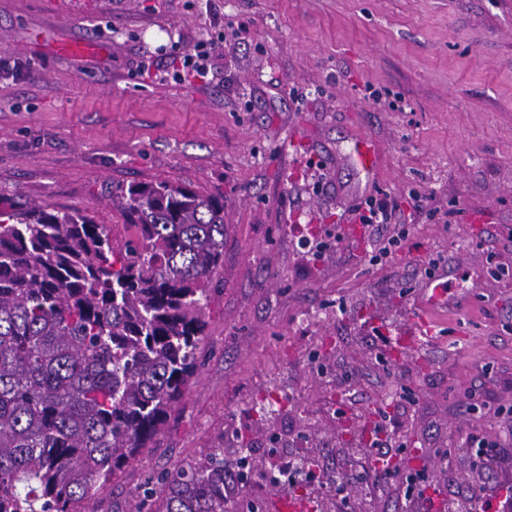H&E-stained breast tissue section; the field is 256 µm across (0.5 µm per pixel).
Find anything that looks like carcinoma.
I'll return each instance as SVG.
<instances>
[{"label": "carcinoma", "instance_id": "carcinoma-1", "mask_svg": "<svg viewBox=\"0 0 512 512\" xmlns=\"http://www.w3.org/2000/svg\"><path fill=\"white\" fill-rule=\"evenodd\" d=\"M120 247L78 209L0 194V512H84L161 434L198 371L224 203L177 183L119 186ZM224 446L138 493L130 512H229Z\"/></svg>", "mask_w": 512, "mask_h": 512}]
</instances>
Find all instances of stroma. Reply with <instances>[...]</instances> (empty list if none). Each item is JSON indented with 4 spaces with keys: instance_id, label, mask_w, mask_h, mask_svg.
Wrapping results in <instances>:
<instances>
[{
    "instance_id": "obj_1",
    "label": "stroma",
    "mask_w": 512,
    "mask_h": 512,
    "mask_svg": "<svg viewBox=\"0 0 512 512\" xmlns=\"http://www.w3.org/2000/svg\"><path fill=\"white\" fill-rule=\"evenodd\" d=\"M242 26L208 78L173 79V56ZM1 52L22 68L0 75V193L81 210L118 246L114 186L224 203L197 376L86 512H128L148 476L240 429L255 470L313 454L323 480L254 483L232 512L295 495L337 512L342 494L347 512H432V484L512 486V445L481 460L466 441L501 440L512 412V0H0ZM360 134L372 178L345 161ZM370 196L422 206L368 235L350 213ZM436 279L456 304L396 350ZM346 419L389 428L401 473L366 485L376 450L338 439Z\"/></svg>"
}]
</instances>
